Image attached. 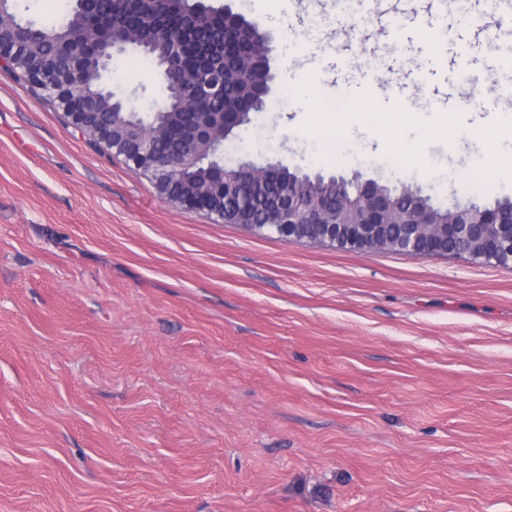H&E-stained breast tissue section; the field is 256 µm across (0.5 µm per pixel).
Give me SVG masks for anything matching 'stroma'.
<instances>
[{
  "label": "stroma",
  "instance_id": "obj_1",
  "mask_svg": "<svg viewBox=\"0 0 512 512\" xmlns=\"http://www.w3.org/2000/svg\"><path fill=\"white\" fill-rule=\"evenodd\" d=\"M270 7L276 79L226 164L443 207L512 198V177L478 165L475 128L512 87V23L489 0ZM103 81L140 113L164 94L133 49ZM344 83L356 107L314 128ZM465 98L424 171L360 118L407 113L409 137ZM0 512H512V267L286 242L174 207L0 64Z\"/></svg>",
  "mask_w": 512,
  "mask_h": 512
}]
</instances>
